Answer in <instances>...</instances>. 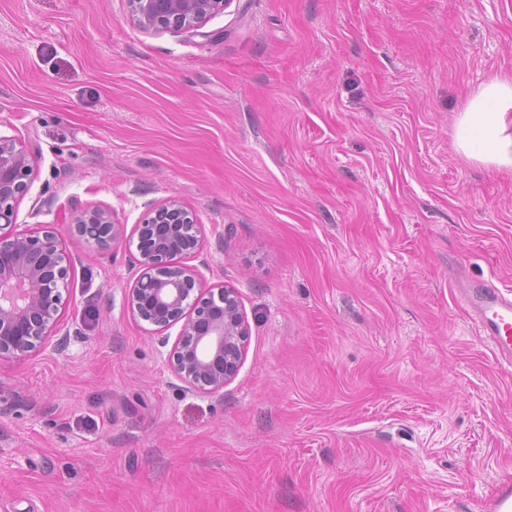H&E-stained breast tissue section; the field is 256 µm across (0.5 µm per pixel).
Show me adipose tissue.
<instances>
[{
	"label": "adipose tissue",
	"mask_w": 512,
	"mask_h": 512,
	"mask_svg": "<svg viewBox=\"0 0 512 512\" xmlns=\"http://www.w3.org/2000/svg\"><path fill=\"white\" fill-rule=\"evenodd\" d=\"M453 146L466 161L512 171V73H491L468 93Z\"/></svg>",
	"instance_id": "adipose-tissue-1"
}]
</instances>
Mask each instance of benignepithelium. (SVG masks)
<instances>
[{"label": "benign epithelium", "mask_w": 512, "mask_h": 512, "mask_svg": "<svg viewBox=\"0 0 512 512\" xmlns=\"http://www.w3.org/2000/svg\"><path fill=\"white\" fill-rule=\"evenodd\" d=\"M231 0H128L130 15L147 33L194 31ZM34 175L31 152L22 141L0 135V358L25 359L55 342L68 292L70 257L57 229L13 228L18 200ZM76 232L100 248L136 246L141 274L129 289L133 316L163 331L181 324L169 359L174 375L203 393L224 389L236 375L249 336L238 293L224 285L206 288L194 269L177 259L195 253L199 225L180 201L150 209L132 232L105 208L76 211Z\"/></svg>", "instance_id": "obj_1"}]
</instances>
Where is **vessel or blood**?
Returning <instances> with one entry per match:
<instances>
[{"instance_id":"obj_1","label":"vessel or blood","mask_w":512,"mask_h":512,"mask_svg":"<svg viewBox=\"0 0 512 512\" xmlns=\"http://www.w3.org/2000/svg\"><path fill=\"white\" fill-rule=\"evenodd\" d=\"M479 333L491 343L498 358L512 363V295L486 284L466 289Z\"/></svg>"}]
</instances>
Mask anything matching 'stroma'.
I'll return each instance as SVG.
<instances>
[{"instance_id":"35a3bbf8","label":"stroma","mask_w":512,"mask_h":512,"mask_svg":"<svg viewBox=\"0 0 512 512\" xmlns=\"http://www.w3.org/2000/svg\"><path fill=\"white\" fill-rule=\"evenodd\" d=\"M512 71V0H232L148 34L126 0H0V134L36 174L18 229L70 256V344L0 359V512H485L512 489V367L459 286L512 288V173L456 115ZM237 290L235 378L190 389L179 326L72 211L168 198Z\"/></svg>"}]
</instances>
